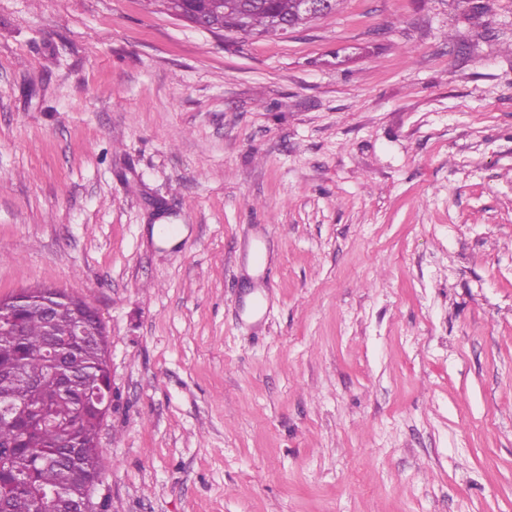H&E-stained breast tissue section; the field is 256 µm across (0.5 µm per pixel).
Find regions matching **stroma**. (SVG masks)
<instances>
[{
    "instance_id": "35a3bbf8",
    "label": "stroma",
    "mask_w": 512,
    "mask_h": 512,
    "mask_svg": "<svg viewBox=\"0 0 512 512\" xmlns=\"http://www.w3.org/2000/svg\"><path fill=\"white\" fill-rule=\"evenodd\" d=\"M482 2L245 37L0 0V300L104 323L96 512H512V0Z\"/></svg>"
}]
</instances>
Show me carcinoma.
Segmentation results:
<instances>
[{"label": "carcinoma", "instance_id": "cac0c4a2", "mask_svg": "<svg viewBox=\"0 0 512 512\" xmlns=\"http://www.w3.org/2000/svg\"><path fill=\"white\" fill-rule=\"evenodd\" d=\"M193 2L200 13L219 10L224 30L237 34L245 27L250 36L276 34L281 20L296 27L310 21L296 13L295 0ZM44 292L34 288L18 293L22 328L17 334L0 332V367L17 372L7 387L12 397L33 412L47 411L63 427L0 424V457L9 460V466L0 468V499L11 512H30L31 502L45 489L75 501L84 495L86 484L99 479L102 469L98 430L103 417L88 394L112 395L107 336L74 351L76 372L63 386L52 363L50 336L40 308ZM56 293L55 339L65 348L76 322L72 306L78 298L59 289Z\"/></svg>", "mask_w": 512, "mask_h": 512}]
</instances>
